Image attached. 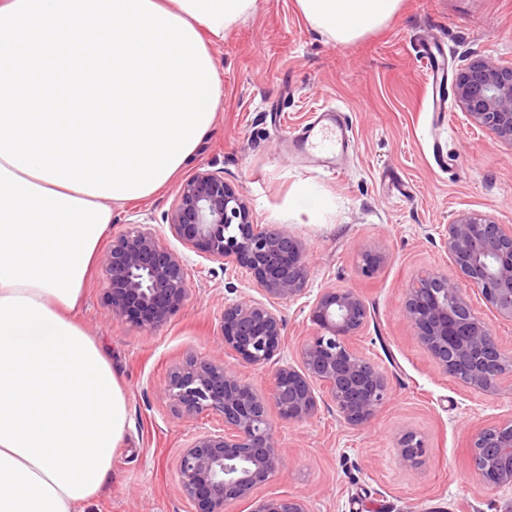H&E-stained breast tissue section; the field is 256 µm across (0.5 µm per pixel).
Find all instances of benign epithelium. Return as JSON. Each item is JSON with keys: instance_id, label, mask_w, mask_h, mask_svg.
Returning <instances> with one entry per match:
<instances>
[{"instance_id": "benign-epithelium-1", "label": "benign epithelium", "mask_w": 512, "mask_h": 512, "mask_svg": "<svg viewBox=\"0 0 512 512\" xmlns=\"http://www.w3.org/2000/svg\"><path fill=\"white\" fill-rule=\"evenodd\" d=\"M454 97L471 124L512 149V62L470 52ZM169 229L206 258L234 263L265 296V303L245 300L224 308V346L241 364L272 368L264 390L222 361L189 355L171 370L162 395L177 415L213 411L224 417L223 431L194 436L176 457L179 489L194 512H224V504L244 500L253 505L251 512H309L298 496H255L282 464L269 405L282 419L303 422L315 416L318 397L324 395L348 424L369 423L389 397L384 373L354 346L368 324L369 308L351 289L321 291L310 311L314 332L300 347L299 367L281 365L285 336L277 305L307 290L302 242L286 229L255 224L249 204L224 181V172L208 169L179 186ZM442 245L463 281L440 271L417 277L405 289L402 316L439 371L470 389L494 393L512 382V355L473 308L471 293L480 294L495 317L512 323V225L460 212L448 224ZM101 266L112 317L144 331L162 326L191 291L181 256L150 224H134L113 239ZM489 436L497 453L481 458L478 449L487 447ZM399 448L406 463L426 453L424 441L412 434L400 440ZM470 452L485 485H511L512 419L479 430Z\"/></svg>"}]
</instances>
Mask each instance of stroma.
<instances>
[{
    "mask_svg": "<svg viewBox=\"0 0 512 512\" xmlns=\"http://www.w3.org/2000/svg\"><path fill=\"white\" fill-rule=\"evenodd\" d=\"M432 44L446 51L452 75L471 50L512 61V0H403L385 26L349 44L313 28L295 0H258L213 49L224 88L221 117L184 172L223 171L256 223L286 227L305 245L307 291L278 307L281 364L298 365L319 292L351 289L371 309L357 347L390 389L363 427L347 424L327 401L302 423L270 409L282 466L257 497L301 496L311 512H512V487L484 485L469 453L481 428L512 418V383L483 394L441 373L401 314L403 290L418 275L441 270L459 279L441 247L453 214L477 212L512 225V149L470 125L452 91L444 93L447 111L429 110ZM327 105L345 113L354 142L334 172L297 154L290 139ZM302 186L330 201L305 222L290 203ZM176 191L172 185L114 207L107 236L134 223L153 225L184 261L192 289L185 304L146 332L112 318L100 269L85 284L79 318L105 349L128 408L112 475L88 512H190L174 461L194 434L223 430L224 419L211 411L179 418L158 387L191 353L233 363L222 336L224 308L262 297L241 269L218 266L171 234ZM367 250L386 256L372 275L362 270ZM408 433L426 445L415 464L399 456Z\"/></svg>",
    "mask_w": 512,
    "mask_h": 512,
    "instance_id": "obj_1",
    "label": "stroma"
}]
</instances>
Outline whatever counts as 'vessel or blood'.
Masks as SVG:
<instances>
[{
  "label": "vessel or blood",
  "instance_id": "1",
  "mask_svg": "<svg viewBox=\"0 0 512 512\" xmlns=\"http://www.w3.org/2000/svg\"><path fill=\"white\" fill-rule=\"evenodd\" d=\"M295 145L309 157L334 164L351 146L349 126L339 109H326L300 129Z\"/></svg>",
  "mask_w": 512,
  "mask_h": 512
}]
</instances>
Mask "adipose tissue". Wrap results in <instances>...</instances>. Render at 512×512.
<instances>
[{
    "label": "adipose tissue",
    "mask_w": 512,
    "mask_h": 512,
    "mask_svg": "<svg viewBox=\"0 0 512 512\" xmlns=\"http://www.w3.org/2000/svg\"><path fill=\"white\" fill-rule=\"evenodd\" d=\"M153 2L208 48L258 4ZM401 4L296 0L307 22L342 44L382 28ZM116 204L0 158V512H85L112 473L127 397L77 312Z\"/></svg>",
    "instance_id": "obj_1"
}]
</instances>
